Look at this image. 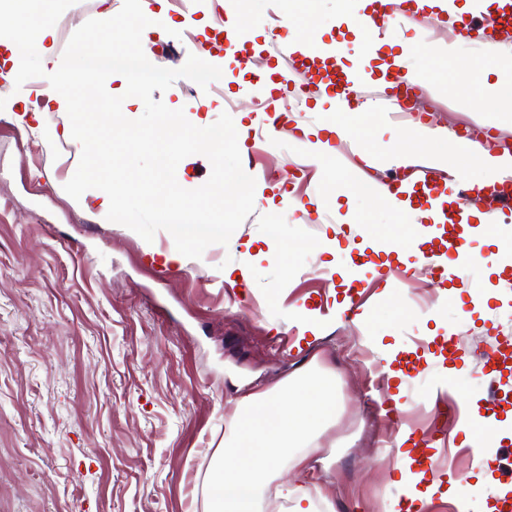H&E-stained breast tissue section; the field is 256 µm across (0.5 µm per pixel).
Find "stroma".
Masks as SVG:
<instances>
[{"label": "stroma", "mask_w": 512, "mask_h": 512, "mask_svg": "<svg viewBox=\"0 0 512 512\" xmlns=\"http://www.w3.org/2000/svg\"><path fill=\"white\" fill-rule=\"evenodd\" d=\"M41 2L56 65L84 22L123 6ZM304 2L292 0L277 29L269 0H197L189 11L150 0L151 12L170 13L175 26L146 28L142 39L156 47L159 67L180 68L197 53L223 62L222 46L202 54L186 37L223 8L270 73L282 71L285 39L341 43L348 63L363 55L358 33L336 26L344 0H315L312 27ZM437 21L430 10L407 19L370 62L402 56L423 86L422 124L382 113L376 80L354 112L316 89L291 101L284 132L263 143L275 177L255 171L253 213L228 244L210 245L199 259L169 260L167 231L144 241L102 220L93 195L78 201L61 191L81 155L66 109L29 110L14 75H0V512H205L212 457L241 399L314 361L336 371V421L316 441L309 477L294 480L279 466L260 512H291L292 500L276 494L285 482L311 499L313 512H390L403 499L399 450L420 453L400 441L409 426L403 411L450 402L456 416L433 411L428 422L429 450L450 448L457 470L435 481L422 512L496 505L505 490L465 446L464 429L483 413L490 330L512 338V266L498 276L469 269L463 284L432 288L429 264L407 246L372 259L377 268L412 270L396 287L353 261L380 235L406 240L412 232L410 216L375 206L358 189L388 175L399 140L415 143L430 130L449 137L461 124L468 139L495 129L512 143V98L501 94L512 79V43L478 51L435 34ZM254 96L241 80L219 95L186 78L152 93L198 127L230 113L243 153L263 120ZM336 124L383 167L363 172L356 157L333 149L313 162L316 140ZM312 234L318 251L284 253V243ZM353 279L363 283V323L342 315V285ZM428 331L452 335L448 358L423 352L412 383L388 377L383 355L415 349Z\"/></svg>", "instance_id": "obj_1"}]
</instances>
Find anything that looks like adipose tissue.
Listing matches in <instances>:
<instances>
[{
	"mask_svg": "<svg viewBox=\"0 0 512 512\" xmlns=\"http://www.w3.org/2000/svg\"><path fill=\"white\" fill-rule=\"evenodd\" d=\"M10 29L1 40L15 75L27 73L32 58L49 59L51 30L24 25L17 10L0 15ZM336 408V372L310 368L270 389L242 399L239 414L208 483L209 512H256L262 482L279 458H288L297 477L311 470L312 443L332 423Z\"/></svg>",
	"mask_w": 512,
	"mask_h": 512,
	"instance_id": "ef3b65f1",
	"label": "adipose tissue"
}]
</instances>
